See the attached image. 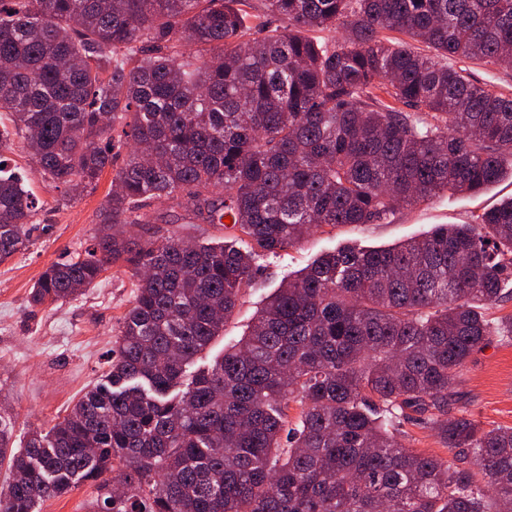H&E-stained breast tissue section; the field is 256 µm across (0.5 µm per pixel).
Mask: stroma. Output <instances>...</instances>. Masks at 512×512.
Here are the masks:
<instances>
[{
	"label": "stroma",
	"mask_w": 512,
	"mask_h": 512,
	"mask_svg": "<svg viewBox=\"0 0 512 512\" xmlns=\"http://www.w3.org/2000/svg\"><path fill=\"white\" fill-rule=\"evenodd\" d=\"M11 163L46 206L44 233L29 251L0 262V408L7 410L20 444L29 431L49 429L61 420L106 371L120 321L133 305L134 287L128 270L114 267L76 299L30 306L29 293L41 273L91 245L113 171L105 169L95 191L65 203L60 190L34 176L33 160L23 146H16ZM509 196L511 178L478 195H443L427 206L398 209L384 222L315 229L301 244L265 260L264 288L243 293L223 336L197 357L195 368L219 359L246 332L266 295L321 252L346 246L386 248L438 224H470L484 208ZM151 212L166 215L168 230L184 238L219 241L224 236L222 225L189 223L184 212L164 201L155 202ZM458 391L457 409L486 426L512 427V342H496L474 353Z\"/></svg>",
	"instance_id": "obj_1"
}]
</instances>
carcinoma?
<instances>
[{
    "label": "carcinoma",
    "mask_w": 512,
    "mask_h": 512,
    "mask_svg": "<svg viewBox=\"0 0 512 512\" xmlns=\"http://www.w3.org/2000/svg\"><path fill=\"white\" fill-rule=\"evenodd\" d=\"M246 5L0 0V261L42 223L5 167L18 140L65 201L125 156L92 247L47 267L30 303L73 299L111 265L135 279L107 371L61 421L16 452L0 412V512L87 481L101 512H512V428L448 415L471 355L512 341V313L490 316L512 299V197L473 224L322 253L187 376L264 287L261 261L312 229L512 178V96L448 63L511 70L512 0H265L287 26L260 40ZM159 199L229 216L230 234H172L148 219ZM405 420L455 463L402 447Z\"/></svg>",
    "instance_id": "cac0c4a2"
}]
</instances>
